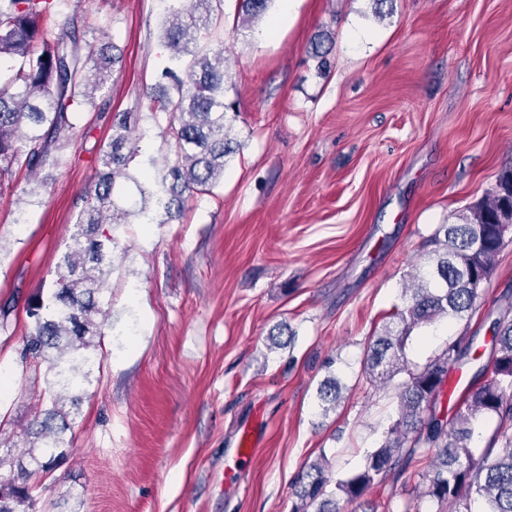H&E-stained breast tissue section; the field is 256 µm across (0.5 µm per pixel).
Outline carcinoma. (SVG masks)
<instances>
[{
    "instance_id": "carcinoma-1",
    "label": "carcinoma",
    "mask_w": 512,
    "mask_h": 512,
    "mask_svg": "<svg viewBox=\"0 0 512 512\" xmlns=\"http://www.w3.org/2000/svg\"><path fill=\"white\" fill-rule=\"evenodd\" d=\"M270 0H237L245 19L262 14ZM62 0H0V58L14 66L0 79V187L12 181L17 169L32 174L55 165L57 145L69 141L72 114L95 100L103 89L108 65L115 57L83 51L84 32L63 28L57 21ZM222 16L221 0H168L161 26L172 65L161 77L172 89L146 94L152 118L169 116L175 141V159L165 164L161 180L150 168L137 180L129 164L139 152L126 118L111 126L101 150V169L84 196L86 207L75 224L71 244L63 255L61 272L51 292V305H33L28 315L33 329L21 352L24 362H49L60 390L50 392L51 408L39 422L38 450L58 448L70 429L67 414L58 409L61 391L87 378L71 360L103 335L102 304L106 277L112 268V236L105 224H123L128 210L116 203L114 190L132 180L141 198L163 194L164 205L182 208L185 197L204 194L224 176L227 158L240 149L230 137L226 103L228 71L224 49L201 47L195 35L196 15ZM512 235V171L502 174L479 202L456 214V221L440 225L429 239V265L413 268L402 288L405 305L391 315L383 334L365 349L364 368L372 381L406 376L398 395L397 418L389 424L382 443L367 455L360 471L332 481L328 467L312 463L299 475L293 512H337L336 492L357 502L374 484L399 481L419 450H435L428 474V496L448 503L449 512H471L479 500L484 512H512V297H503L494 320L493 345L487 364L480 366L460 391L448 421L436 415L448 368L465 358L474 361L469 337L463 335L423 366L404 356L413 330L441 319H462L474 309L489 280L505 239ZM322 411L336 408L341 391L337 382L321 386ZM493 420L496 427L480 458H475L473 425ZM29 472L17 464L13 476L0 481V512H30L35 498ZM335 489H329L330 485Z\"/></svg>"
}]
</instances>
